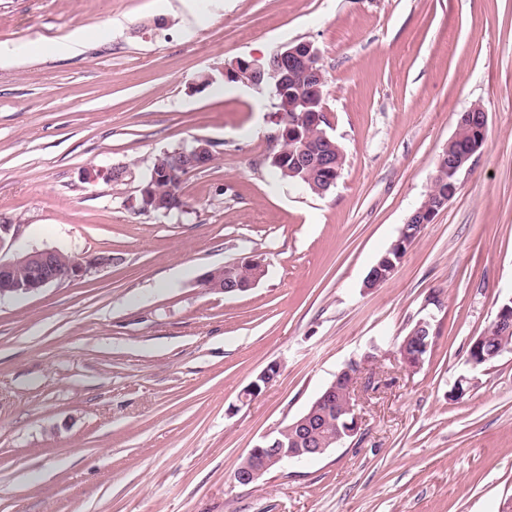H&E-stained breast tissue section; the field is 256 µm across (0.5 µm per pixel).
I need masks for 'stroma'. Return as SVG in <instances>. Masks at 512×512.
<instances>
[{"instance_id": "stroma-1", "label": "stroma", "mask_w": 512, "mask_h": 512, "mask_svg": "<svg viewBox=\"0 0 512 512\" xmlns=\"http://www.w3.org/2000/svg\"><path fill=\"white\" fill-rule=\"evenodd\" d=\"M319 49L347 160L325 195L269 165L268 92L236 58ZM211 82L203 86L201 75ZM487 138L391 280L364 279L431 189L460 113ZM212 141L180 211L145 213L154 159ZM126 166L124 184L92 168ZM0 224L21 246L108 254L0 298V512H502L512 353L471 338L512 298V0H0ZM263 258L246 291L212 269ZM423 368L382 360L356 438L243 486L233 474L350 360L394 350L431 294ZM255 400L242 391L271 363ZM475 383L451 395L460 375Z\"/></svg>"}]
</instances>
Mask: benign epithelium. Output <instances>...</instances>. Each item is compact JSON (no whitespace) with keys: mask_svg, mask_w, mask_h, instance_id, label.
<instances>
[{"mask_svg":"<svg viewBox=\"0 0 512 512\" xmlns=\"http://www.w3.org/2000/svg\"><path fill=\"white\" fill-rule=\"evenodd\" d=\"M274 56L277 65L268 73L260 65L243 58L226 63L224 80L240 82L259 91L267 90L271 97L281 100L277 118L281 128L273 134V137L278 141L283 140L292 144L299 140L301 145L297 149L292 146L283 148L273 155V159L279 162L289 175L296 176L300 173V165L295 163L294 157L307 154L310 164L324 174L323 186L327 190L335 186L339 178L336 160L324 151L307 153L308 139L301 137L298 125L304 122L311 123L313 128L324 125L318 134L322 141L329 143L331 138L328 130L334 127L333 117L325 110L295 113L297 94L288 91V69H300L305 78L304 90L307 96L317 100L322 98L325 76L322 68L315 64V60L319 58L318 48L310 41L289 42L274 52ZM480 146L481 143L476 141L454 146L452 152L448 153V175L452 177L458 172L470 170L471 160ZM179 156L182 159V169L196 171L212 162L211 142L204 138H197L191 146L181 148ZM167 174L168 170L165 168H158L151 172L149 179L140 187V208L148 207L149 200L157 197L154 185ZM458 188L459 184L450 179L448 188L423 201L408 218L407 224L400 228L399 237L395 243V257L386 255L379 264L372 267L365 279V288H377L395 274L398 263L402 262L406 250L411 248L408 244V225L416 224L418 229L422 230L425 225L433 223L436 215L448 207ZM111 262L112 257L106 255L74 258L66 262L63 259V253L54 248H35L31 251L18 249L12 257L0 258V297L31 293L50 284L80 280L92 270L104 267ZM242 265L253 268L255 275L247 283L229 286L231 291H246L257 285L266 275V264L261 258L253 257L242 262ZM493 326L496 329L512 330V300L499 307ZM393 355L402 369L410 373L418 372L423 363V354H411L403 346L397 347ZM279 371L278 363L268 364L243 391L242 400L247 402L257 398L277 377ZM364 373L365 370L356 364L354 370L349 372L347 380L343 382L342 413L351 416V420L345 422V433L338 435L340 439L346 435L353 436L359 431L360 421L356 409ZM335 395L336 386L332 385L312 405L306 415L279 429V433L288 434V442H283L274 431L262 436L242 458L234 472V480L238 483L254 484L270 471L283 468L287 461L304 455L325 453L326 449L318 447L312 436L305 437L303 433L310 427L312 419L323 407L332 405Z\"/></svg>","mask_w":512,"mask_h":512,"instance_id":"obj_1","label":"benign epithelium"}]
</instances>
